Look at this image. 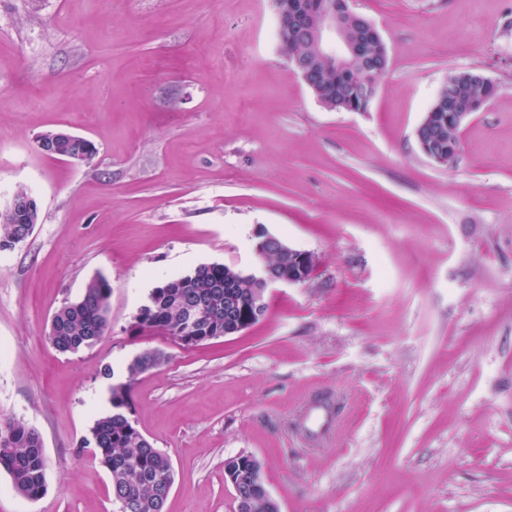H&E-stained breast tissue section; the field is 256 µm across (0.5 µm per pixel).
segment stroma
Returning a JSON list of instances; mask_svg holds the SVG:
<instances>
[{
  "instance_id": "obj_1",
  "label": "stroma",
  "mask_w": 512,
  "mask_h": 512,
  "mask_svg": "<svg viewBox=\"0 0 512 512\" xmlns=\"http://www.w3.org/2000/svg\"><path fill=\"white\" fill-rule=\"evenodd\" d=\"M347 4L390 57L364 112L318 101L271 0H0V209L21 186L40 206L0 253V415L47 459L35 501L0 473V512H120L80 442L150 349L166 359L131 382V416L172 457L165 512H235L238 454L280 512H512V0ZM463 70L497 93L440 165L415 130ZM57 128L92 165L38 151ZM258 227L315 255L309 281L197 347L134 330L162 281L254 269ZM98 275L109 329L58 352L53 313ZM322 395L340 433L312 450L296 423Z\"/></svg>"
}]
</instances>
